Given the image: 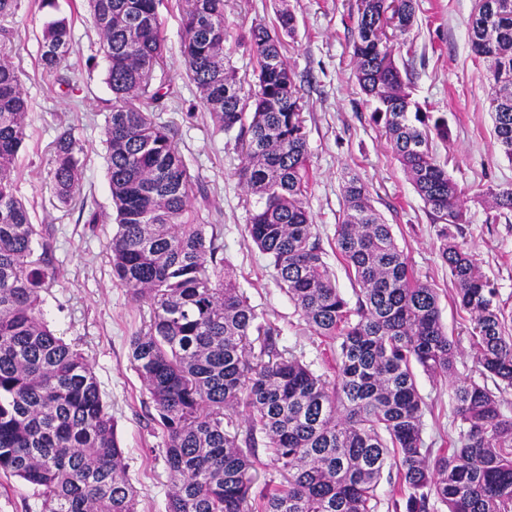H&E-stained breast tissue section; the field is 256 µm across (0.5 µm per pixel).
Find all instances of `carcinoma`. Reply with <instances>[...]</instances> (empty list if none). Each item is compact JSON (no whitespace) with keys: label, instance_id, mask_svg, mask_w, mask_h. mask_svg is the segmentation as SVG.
I'll list each match as a JSON object with an SVG mask.
<instances>
[{"label":"carcinoma","instance_id":"cac0c4a2","mask_svg":"<svg viewBox=\"0 0 512 512\" xmlns=\"http://www.w3.org/2000/svg\"><path fill=\"white\" fill-rule=\"evenodd\" d=\"M108 62L112 101L105 118L108 181L118 229L108 243L112 272L150 308L130 339V363L144 383L165 442L166 512H378L386 467L394 512H512V416L497 396L456 376L454 342L439 298L409 265L368 184L344 177L336 254L356 284L355 302L336 287L307 208L311 175L302 96L282 53L294 36L285 10L245 37L255 62L249 86L224 65V0H181V54L190 80L221 130H238L239 181L254 196L245 226L273 267L300 320L336 346L334 377L278 345L282 330L224 276L217 224L192 218L193 183L170 128L151 119L162 88L161 0H87ZM40 41L44 71L63 83L72 22L57 0ZM416 0H359L353 17L354 76L374 105L395 158L441 225L439 258L470 314L475 363L499 390L512 388V314L474 255L452 233L466 223L462 190L432 151L448 124L412 99L409 63H397L386 29L417 24ZM486 63L497 147L512 159V0H476L468 22ZM29 106L18 67L0 54V472L41 499V512H138L124 449L97 377L75 346L44 319L49 245L17 196L18 153ZM53 191L66 204L81 192L83 146L71 129L52 145ZM484 195L512 213V185ZM451 379L459 424L449 446H424L414 366ZM248 410L245 436L235 408ZM283 482L254 491L258 443Z\"/></svg>","mask_w":512,"mask_h":512}]
</instances>
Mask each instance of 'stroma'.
<instances>
[{
	"label": "stroma",
	"instance_id": "1",
	"mask_svg": "<svg viewBox=\"0 0 512 512\" xmlns=\"http://www.w3.org/2000/svg\"><path fill=\"white\" fill-rule=\"evenodd\" d=\"M417 3L418 22L404 36L415 50L413 96L448 122L447 141L434 142L433 150L464 193L468 222L462 241L510 314L512 214L495 217L481 193L490 185L512 184V160L493 141L486 67L475 58L469 42L467 23L474 0ZM59 6L72 21L73 48L63 66L79 76L76 92L60 87L38 64L46 17L34 0H20L16 15L6 24L9 40L5 49L23 73L30 107L17 161L18 195L32 223L43 229L50 242L54 280L44 294L45 318L58 336L78 345L98 378L117 422L127 476L138 492L139 512H166L169 479L164 438L154 427V409L129 360V341L148 322L149 308L132 300L112 275L107 244L115 224L88 221L91 212L112 210L104 143L103 107L112 97L105 82L107 64L85 0H59ZM282 9L297 19L295 35L283 39V53L303 96L313 175L308 206L337 287L352 296L354 285L336 257L335 238L343 208V176L353 171L368 184L375 208L391 224L410 265L436 288L442 321L454 341L459 377L480 380L468 317L456 308L455 286L438 258L439 227L431 223L385 136L371 121V110L353 75L356 0H226L227 60L241 81H252L253 62L239 38L255 24L274 23ZM159 12L166 53L153 82L169 85L170 94L158 118L170 126L193 181L202 188L194 202L195 218L220 225L230 274L252 304L282 328L283 345L311 362L317 373H329L328 346L298 328L293 305L245 232L250 197L236 176L239 148L234 134L217 129L199 91L186 76L180 56L184 30L179 0H163ZM65 125L72 126L84 148L81 193L67 206L51 191L52 143ZM416 379L426 402L422 418L425 445L446 447L458 424L448 384L421 372Z\"/></svg>",
	"mask_w": 512,
	"mask_h": 512
}]
</instances>
